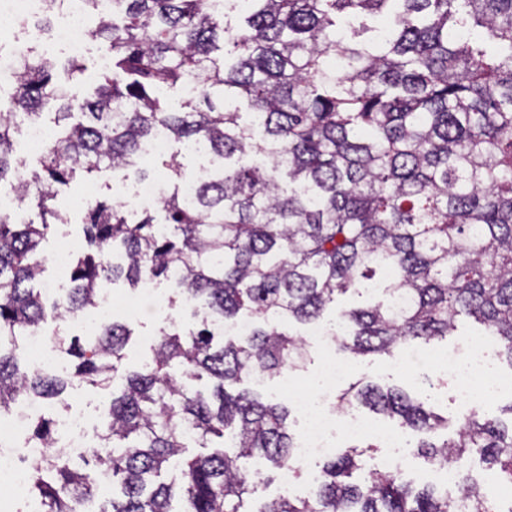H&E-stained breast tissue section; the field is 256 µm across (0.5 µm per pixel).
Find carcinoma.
<instances>
[{"mask_svg":"<svg viewBox=\"0 0 512 512\" xmlns=\"http://www.w3.org/2000/svg\"><path fill=\"white\" fill-rule=\"evenodd\" d=\"M210 0H112L89 33L112 64L74 120L57 71L79 59L35 57L0 111V190L37 210L19 224L0 210V413L19 397L65 405L77 381L104 392L98 470L112 478L101 512H512L494 508L469 476L473 458L512 487L507 419L476 407L450 418L401 387L349 383L355 406L419 435L412 456L455 467L454 490H417L390 469L365 477V439L319 467L309 497H250L295 465L291 408L254 388L308 357L287 324L336 328V350L388 361L474 321L512 368V0H246L235 23ZM223 50V55L215 51ZM199 84L177 112L153 93ZM52 122L39 168L15 156L18 119ZM218 165L182 191L177 155L156 157L174 179L134 220L119 203L85 206V243L71 287L39 286L57 196L78 175L151 178L144 147L158 131ZM180 302H202L201 325L159 330L153 365L122 376L128 325L101 322L66 377L33 369L21 338L50 318L96 304L98 284L138 290L158 278ZM246 322L247 337L227 336ZM210 447L186 455V430ZM48 448L50 423L31 435ZM96 481L55 456L33 464L28 492L45 512H75Z\"/></svg>","mask_w":512,"mask_h":512,"instance_id":"cac0c4a2","label":"carcinoma"}]
</instances>
